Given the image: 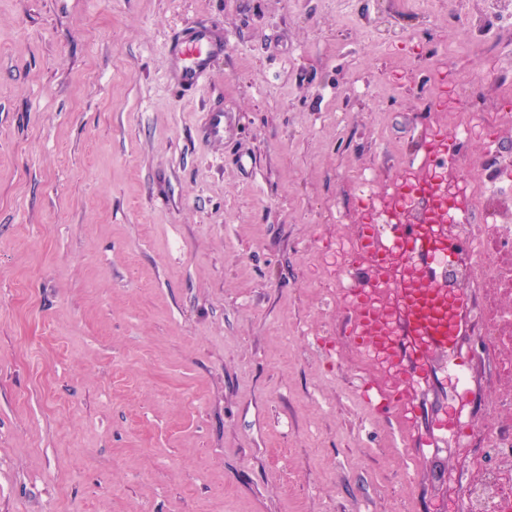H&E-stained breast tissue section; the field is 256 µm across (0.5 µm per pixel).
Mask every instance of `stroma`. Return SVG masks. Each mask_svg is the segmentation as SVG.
Listing matches in <instances>:
<instances>
[{
    "mask_svg": "<svg viewBox=\"0 0 512 512\" xmlns=\"http://www.w3.org/2000/svg\"><path fill=\"white\" fill-rule=\"evenodd\" d=\"M511 10L0 0V512H451L471 450L415 441L447 366L413 429L369 405L336 270L351 175L383 199L459 114L461 158L512 154L472 81H512ZM202 22L227 48L183 92L168 40Z\"/></svg>",
    "mask_w": 512,
    "mask_h": 512,
    "instance_id": "stroma-1",
    "label": "stroma"
}]
</instances>
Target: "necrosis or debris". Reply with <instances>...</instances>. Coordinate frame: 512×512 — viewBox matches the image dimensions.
Returning <instances> with one entry per match:
<instances>
[{
  "instance_id": "4bbe7bcc",
  "label": "necrosis or debris",
  "mask_w": 512,
  "mask_h": 512,
  "mask_svg": "<svg viewBox=\"0 0 512 512\" xmlns=\"http://www.w3.org/2000/svg\"><path fill=\"white\" fill-rule=\"evenodd\" d=\"M472 199L481 223L448 221L459 243L458 260L446 268L451 289L470 291L469 336L493 365L490 415L465 420L459 442L478 451L459 512H512V159L494 168L473 162Z\"/></svg>"
}]
</instances>
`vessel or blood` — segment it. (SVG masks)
Returning a JSON list of instances; mask_svg holds the SVG:
<instances>
[{
    "instance_id": "1",
    "label": "vessel or blood",
    "mask_w": 512,
    "mask_h": 512,
    "mask_svg": "<svg viewBox=\"0 0 512 512\" xmlns=\"http://www.w3.org/2000/svg\"><path fill=\"white\" fill-rule=\"evenodd\" d=\"M224 37L216 24L199 23L176 31L169 43L172 58L167 81L189 92L200 88L214 63L224 55ZM420 167H457L459 151L447 131L422 139L416 154ZM393 210L386 217H367L360 225L349 268L373 271L364 288L345 289L349 318L342 333L360 351L382 353L400 366L398 376L382 375L364 383V395L377 409L406 412L402 389L408 377L405 360L421 361L430 352L462 364L460 338L467 331L469 300L448 289L443 263L458 251L443 226L448 216L470 218L469 199L448 197L426 177L393 180Z\"/></svg>"
}]
</instances>
